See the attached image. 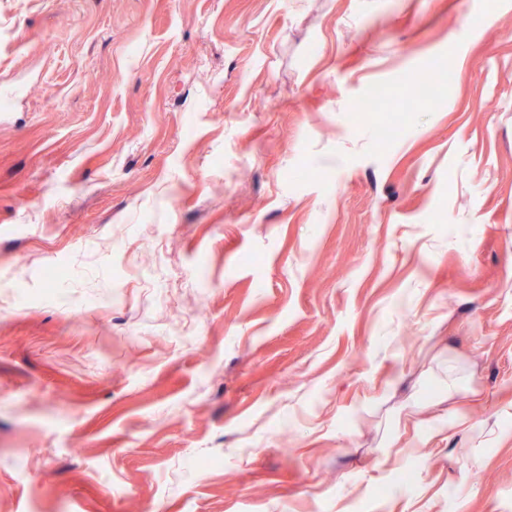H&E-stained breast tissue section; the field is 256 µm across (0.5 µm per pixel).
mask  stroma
Here are the masks:
<instances>
[{
	"mask_svg": "<svg viewBox=\"0 0 512 512\" xmlns=\"http://www.w3.org/2000/svg\"><path fill=\"white\" fill-rule=\"evenodd\" d=\"M0 512H512V0H0Z\"/></svg>",
	"mask_w": 512,
	"mask_h": 512,
	"instance_id": "obj_1",
	"label": "stroma"
}]
</instances>
